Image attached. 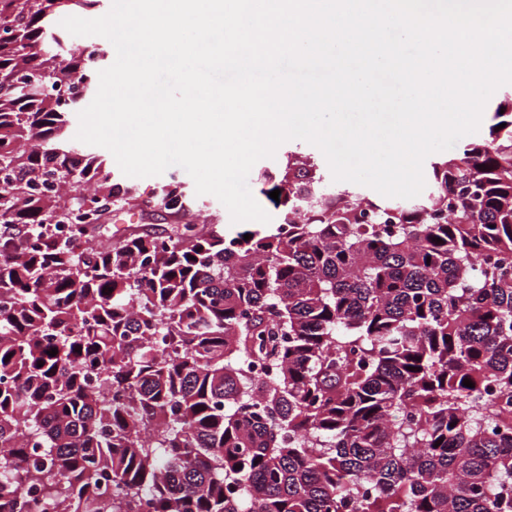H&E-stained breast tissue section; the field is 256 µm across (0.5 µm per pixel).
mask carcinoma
<instances>
[{
    "label": "carcinoma",
    "mask_w": 512,
    "mask_h": 512,
    "mask_svg": "<svg viewBox=\"0 0 512 512\" xmlns=\"http://www.w3.org/2000/svg\"><path fill=\"white\" fill-rule=\"evenodd\" d=\"M100 2L0 0V512H512V98L413 205L290 153L279 224L95 247L52 220L123 191L56 92Z\"/></svg>",
    "instance_id": "obj_1"
}]
</instances>
